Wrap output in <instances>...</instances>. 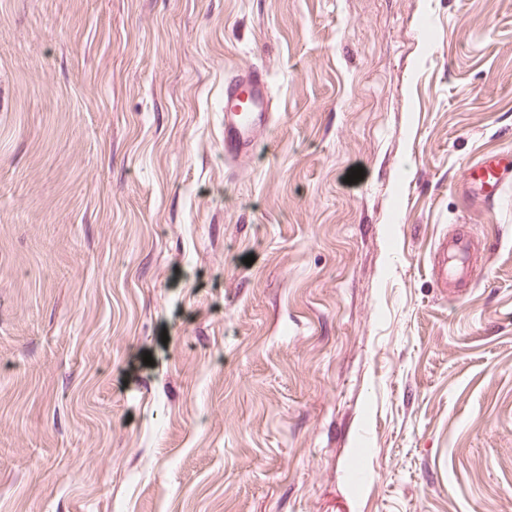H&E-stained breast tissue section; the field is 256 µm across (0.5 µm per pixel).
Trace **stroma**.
Listing matches in <instances>:
<instances>
[{"label":"stroma","instance_id":"35a3bbf8","mask_svg":"<svg viewBox=\"0 0 512 512\" xmlns=\"http://www.w3.org/2000/svg\"><path fill=\"white\" fill-rule=\"evenodd\" d=\"M496 153L512 0H0V512H512ZM224 163L234 164L253 153L273 125L269 76L264 69H248L224 78ZM463 179L466 191L473 201L493 203L503 187L512 181V156L483 157L465 170ZM466 249V239L456 238L454 241L446 239L440 243L439 255L441 262L436 269L438 280L448 284V279L467 280L470 278L471 270L465 265V262L455 259L459 254L465 252Z\"/></svg>","mask_w":512,"mask_h":512}]
</instances>
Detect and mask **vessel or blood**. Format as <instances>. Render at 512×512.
I'll list each match as a JSON object with an SVG mask.
<instances>
[{
	"label": "vessel or blood",
	"instance_id": "obj_1",
	"mask_svg": "<svg viewBox=\"0 0 512 512\" xmlns=\"http://www.w3.org/2000/svg\"><path fill=\"white\" fill-rule=\"evenodd\" d=\"M224 160L236 163L253 153L262 138L268 137L273 125L269 76L266 70L249 69L224 79ZM472 199L494 202L503 187L512 181V156L493 155L472 163L463 174ZM467 242L458 238L439 245L441 261L436 269L440 281L469 279L471 271L458 256Z\"/></svg>",
	"mask_w": 512,
	"mask_h": 512
}]
</instances>
